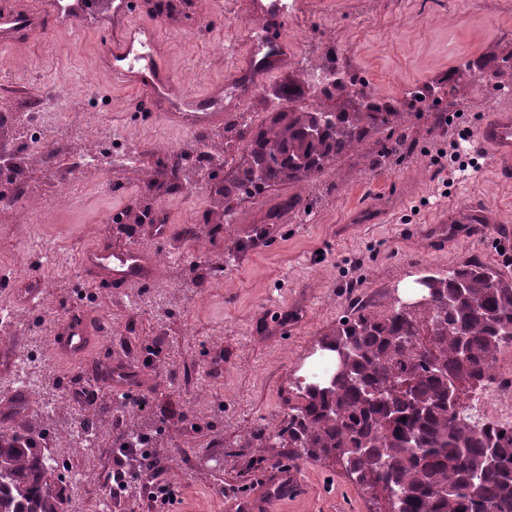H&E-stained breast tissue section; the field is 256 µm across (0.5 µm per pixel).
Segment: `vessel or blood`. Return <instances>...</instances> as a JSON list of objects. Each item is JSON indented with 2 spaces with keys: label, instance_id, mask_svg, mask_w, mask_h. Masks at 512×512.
I'll use <instances>...</instances> for the list:
<instances>
[{
  "label": "vessel or blood",
  "instance_id": "vessel-or-blood-1",
  "mask_svg": "<svg viewBox=\"0 0 512 512\" xmlns=\"http://www.w3.org/2000/svg\"><path fill=\"white\" fill-rule=\"evenodd\" d=\"M139 10L138 0H124V18L106 51L117 82L137 90L141 102L150 107L153 118L167 125L185 129L223 125V85H213L201 99L176 92L173 77L163 63V44L155 30L130 19L131 14ZM41 20L40 12L24 0H11L10 4L0 7V41L7 43L18 35L40 30ZM268 72L265 66L249 65L239 69L235 77L239 95L249 94ZM474 137L487 150L496 176L511 183L512 104L501 105L488 113L476 128ZM82 262L93 275L102 276L114 288L132 287L153 274L150 252L144 248L118 252L102 248L84 255ZM100 331V324L82 316L75 317L62 325L56 347L68 356L82 355Z\"/></svg>",
  "mask_w": 512,
  "mask_h": 512
}]
</instances>
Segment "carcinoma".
<instances>
[{
    "instance_id": "cac0c4a2",
    "label": "carcinoma",
    "mask_w": 512,
    "mask_h": 512,
    "mask_svg": "<svg viewBox=\"0 0 512 512\" xmlns=\"http://www.w3.org/2000/svg\"><path fill=\"white\" fill-rule=\"evenodd\" d=\"M354 83H327L306 106L304 88L290 82L280 94L286 111L270 113L258 128L227 123L224 131L245 143V161L224 180V214L275 184L316 180L351 152L365 151L373 169L410 152L407 113L378 100L365 82L352 90ZM342 96L346 108L325 104ZM314 110L326 113V122L310 137ZM183 161L175 150L162 161L175 188ZM254 165L263 167V178H254ZM309 206L300 196L283 199L266 212L260 233L270 237L282 212ZM424 279L428 307L408 311L394 302L384 316L358 313L338 322L320 345L349 348L343 374L305 383L274 433L260 427L249 438L284 449L287 460L338 458L363 489L399 494L402 512H512V427L476 422L462 410L512 342V277L472 262ZM52 462L51 451L26 433L0 432V512H62L63 481Z\"/></svg>"
}]
</instances>
